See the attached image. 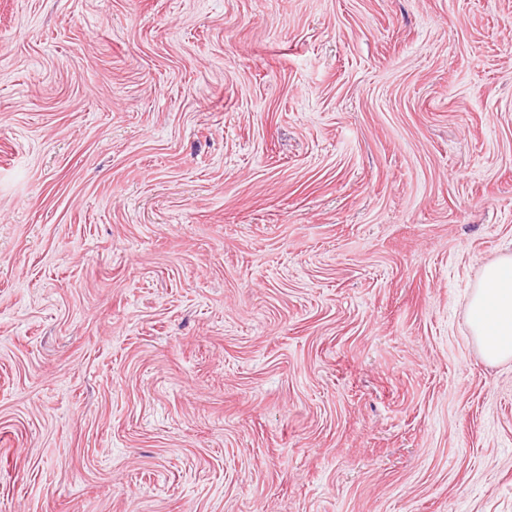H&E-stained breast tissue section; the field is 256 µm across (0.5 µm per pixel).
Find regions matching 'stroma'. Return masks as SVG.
Wrapping results in <instances>:
<instances>
[{
	"mask_svg": "<svg viewBox=\"0 0 512 512\" xmlns=\"http://www.w3.org/2000/svg\"><path fill=\"white\" fill-rule=\"evenodd\" d=\"M512 0H0V512H512ZM468 315L483 358L490 363L512 359V254L483 267L468 302Z\"/></svg>",
	"mask_w": 512,
	"mask_h": 512,
	"instance_id": "35a3bbf8",
	"label": "stroma"
}]
</instances>
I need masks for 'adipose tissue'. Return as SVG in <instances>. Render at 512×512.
<instances>
[{
    "mask_svg": "<svg viewBox=\"0 0 512 512\" xmlns=\"http://www.w3.org/2000/svg\"><path fill=\"white\" fill-rule=\"evenodd\" d=\"M468 315L483 358L490 363L512 359V254L484 266Z\"/></svg>",
    "mask_w": 512,
    "mask_h": 512,
    "instance_id": "obj_1",
    "label": "adipose tissue"
}]
</instances>
